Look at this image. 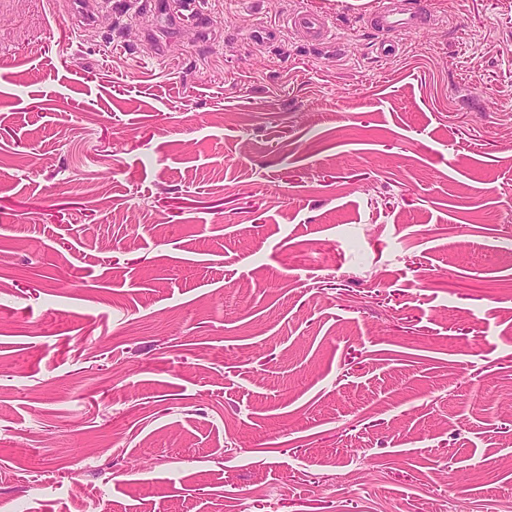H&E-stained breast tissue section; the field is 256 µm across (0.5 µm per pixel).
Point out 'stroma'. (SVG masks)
I'll return each mask as SVG.
<instances>
[{"label":"stroma","instance_id":"1","mask_svg":"<svg viewBox=\"0 0 512 512\" xmlns=\"http://www.w3.org/2000/svg\"><path fill=\"white\" fill-rule=\"evenodd\" d=\"M380 2L0 0V512H512V0ZM154 3V13L156 18H165L172 25L179 24L184 21L196 20L193 12H189L185 4H191L186 0H157ZM185 3V4H184ZM189 12V13H186ZM427 1L414 0L409 2L410 7L400 11L382 7L373 13L372 23L380 33L401 30H416L425 26L432 17L427 7ZM290 28L306 41L317 43L328 38L329 29L325 27L323 16L311 9L300 10L290 15L287 20Z\"/></svg>","mask_w":512,"mask_h":512}]
</instances>
